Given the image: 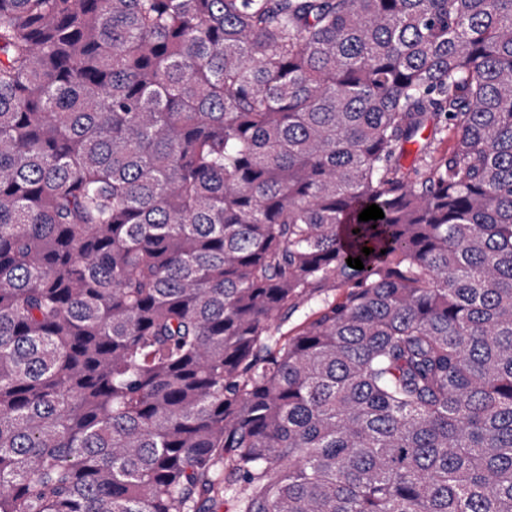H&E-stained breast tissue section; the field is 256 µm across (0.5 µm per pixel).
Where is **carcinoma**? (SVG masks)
Returning a JSON list of instances; mask_svg holds the SVG:
<instances>
[{"label": "carcinoma", "instance_id": "1", "mask_svg": "<svg viewBox=\"0 0 512 512\" xmlns=\"http://www.w3.org/2000/svg\"><path fill=\"white\" fill-rule=\"evenodd\" d=\"M219 471L512 512V0H0V512ZM316 310L317 305L314 302L305 304L297 311L290 313L288 318L276 321L272 325L271 331L275 336H293Z\"/></svg>", "mask_w": 512, "mask_h": 512}]
</instances>
